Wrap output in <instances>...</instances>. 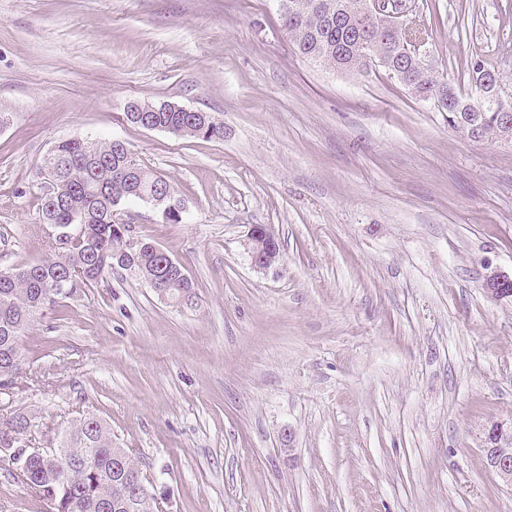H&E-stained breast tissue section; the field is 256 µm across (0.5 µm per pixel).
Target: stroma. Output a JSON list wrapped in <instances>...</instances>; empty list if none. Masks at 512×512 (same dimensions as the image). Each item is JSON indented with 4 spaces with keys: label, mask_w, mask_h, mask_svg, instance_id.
<instances>
[{
    "label": "stroma",
    "mask_w": 512,
    "mask_h": 512,
    "mask_svg": "<svg viewBox=\"0 0 512 512\" xmlns=\"http://www.w3.org/2000/svg\"><path fill=\"white\" fill-rule=\"evenodd\" d=\"M277 0H0V269L45 256L38 168L118 140L180 222L132 202L181 261L188 305L130 272L47 305L20 338L13 408L91 412L165 512H512L483 428L512 419V144L475 142L381 71L301 58ZM439 74L471 59L512 95V0H416ZM132 100L211 114L223 139L123 121ZM280 260L254 268L249 229ZM0 512H45L0 461ZM245 246L251 262L256 268L271 266L280 255L276 235L269 225H253L247 235ZM483 275V287L485 292L495 300L512 298V275H506L502 272L485 266Z\"/></svg>",
    "instance_id": "stroma-1"
}]
</instances>
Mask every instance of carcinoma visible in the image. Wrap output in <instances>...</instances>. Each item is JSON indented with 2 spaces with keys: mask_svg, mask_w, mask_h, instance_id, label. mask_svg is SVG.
Wrapping results in <instances>:
<instances>
[{
  "mask_svg": "<svg viewBox=\"0 0 512 512\" xmlns=\"http://www.w3.org/2000/svg\"><path fill=\"white\" fill-rule=\"evenodd\" d=\"M281 9V23L297 53L320 66L341 72H362L367 63L351 43L354 27L336 22V16H354L359 0H287ZM400 51L393 35L381 23L373 35L369 54L373 58L393 57ZM499 82L498 74L480 59L470 64L467 90L448 79H439L430 62L414 59L407 63L400 84L415 98L430 102L442 90L451 89L459 101L457 111L474 115L479 134L489 137L498 129L500 107L512 113V99L503 104L491 102L482 89L484 82ZM161 126L190 129L198 125L185 112L161 109L152 113ZM39 170L60 183V194L42 198V220L54 231L71 227L81 232V241L61 245L53 237L50 252L37 262L0 269V388L10 396L17 372L11 357L20 352L19 338L48 304L45 291L58 278L69 279L72 291L86 288L103 276L121 268L118 262L125 240L114 230L112 203L139 200L141 195L163 182L162 175L140 166L137 176L129 175L123 156L111 142L72 138L54 145ZM142 273L157 276L165 289L178 300L194 295V283L184 279L183 266L164 263L153 243L137 247ZM31 422L28 414L14 410L0 416V439L19 438ZM61 454L49 462L27 461L26 487L41 501L50 502L53 512H152L156 508L155 489L134 492V457L118 464L112 432L93 416L76 420L60 436Z\"/></svg>",
  "mask_w": 512,
  "mask_h": 512,
  "instance_id": "obj_1",
  "label": "carcinoma"
}]
</instances>
